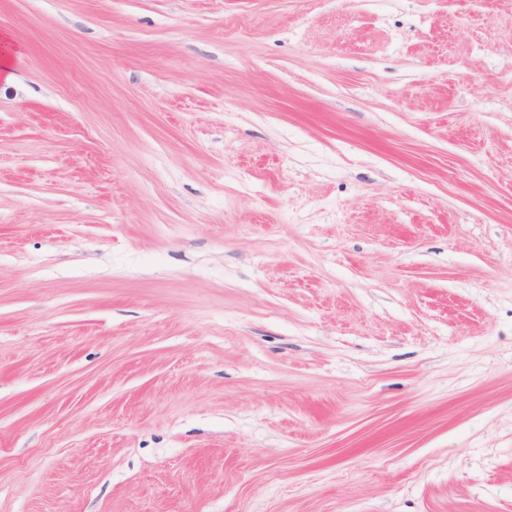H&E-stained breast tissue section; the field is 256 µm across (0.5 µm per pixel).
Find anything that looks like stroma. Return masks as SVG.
<instances>
[{
    "label": "stroma",
    "instance_id": "35a3bbf8",
    "mask_svg": "<svg viewBox=\"0 0 512 512\" xmlns=\"http://www.w3.org/2000/svg\"><path fill=\"white\" fill-rule=\"evenodd\" d=\"M0 34V512H512V0Z\"/></svg>",
    "mask_w": 512,
    "mask_h": 512
}]
</instances>
